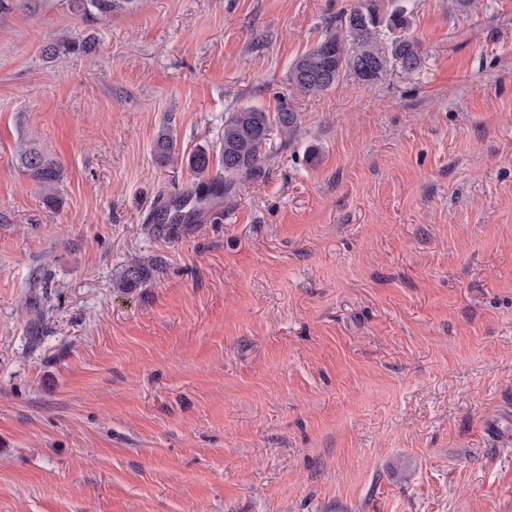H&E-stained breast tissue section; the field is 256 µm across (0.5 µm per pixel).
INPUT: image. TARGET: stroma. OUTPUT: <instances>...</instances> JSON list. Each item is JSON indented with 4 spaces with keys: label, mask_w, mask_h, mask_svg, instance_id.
<instances>
[{
    "label": "stroma",
    "mask_w": 512,
    "mask_h": 512,
    "mask_svg": "<svg viewBox=\"0 0 512 512\" xmlns=\"http://www.w3.org/2000/svg\"><path fill=\"white\" fill-rule=\"evenodd\" d=\"M354 3L0 0V512H512V0H416L419 72L292 89ZM284 102L260 172L147 234L199 182L162 128ZM134 0H76L75 6L86 17L106 18L112 12L121 10L132 4ZM19 161L23 171L40 187L43 203L48 208H57L62 203L59 185L63 179L61 166L45 156L38 148L24 144L20 147ZM162 259L153 257L148 260L136 259L125 266L122 272L113 280V290L131 294L151 281L160 269Z\"/></svg>",
    "instance_id": "stroma-1"
}]
</instances>
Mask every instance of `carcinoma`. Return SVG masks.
Listing matches in <instances>:
<instances>
[{"instance_id": "carcinoma-1", "label": "carcinoma", "mask_w": 512, "mask_h": 512, "mask_svg": "<svg viewBox=\"0 0 512 512\" xmlns=\"http://www.w3.org/2000/svg\"><path fill=\"white\" fill-rule=\"evenodd\" d=\"M134 0H75L83 15L105 18L127 7ZM391 9L384 12L381 0H356L350 11L336 16L326 26L324 36L309 51L297 57L288 68V83L312 95L331 90L344 79L374 86L390 74L412 75L422 68L425 57L421 43L409 29L408 7L402 0H391ZM298 123L297 113L284 104L271 113L253 106H243L224 117L218 136V149L198 147L185 154L177 149L170 128L159 131L153 148L154 162L159 167L186 164L203 178L213 164L220 166L219 175L210 185L218 189L224 182L253 175L260 169L262 149L272 133H291ZM23 171L40 187L43 203L49 208L61 204L59 185L63 170L38 148L24 144L19 149ZM180 224H148L146 229L159 238L179 234ZM162 259H135L113 280V290L131 294L151 281L160 269Z\"/></svg>"}]
</instances>
